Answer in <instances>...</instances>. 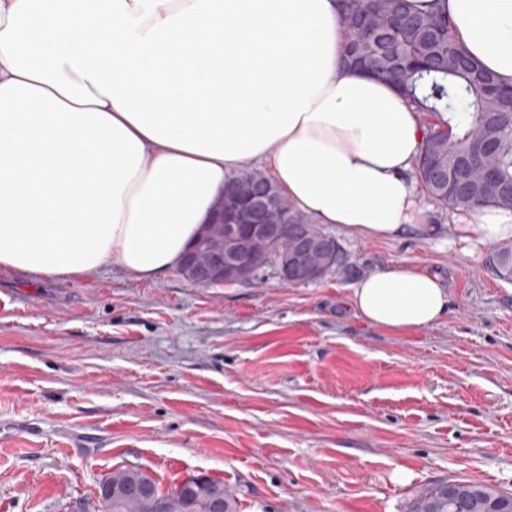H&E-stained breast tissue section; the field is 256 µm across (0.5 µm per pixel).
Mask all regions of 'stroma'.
Returning a JSON list of instances; mask_svg holds the SVG:
<instances>
[{
	"instance_id": "1",
	"label": "stroma",
	"mask_w": 512,
	"mask_h": 512,
	"mask_svg": "<svg viewBox=\"0 0 512 512\" xmlns=\"http://www.w3.org/2000/svg\"><path fill=\"white\" fill-rule=\"evenodd\" d=\"M418 201L398 238L326 231L345 267L300 285L0 271V512H95L134 465L161 489L224 482L238 512H407L426 486L512 492V282L469 214ZM436 276L450 311L387 330L354 312L367 275Z\"/></svg>"
}]
</instances>
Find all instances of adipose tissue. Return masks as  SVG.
Returning <instances> with one entry per match:
<instances>
[{
  "label": "adipose tissue",
  "instance_id": "adipose-tissue-1",
  "mask_svg": "<svg viewBox=\"0 0 512 512\" xmlns=\"http://www.w3.org/2000/svg\"><path fill=\"white\" fill-rule=\"evenodd\" d=\"M410 4L512 85V0ZM344 38L338 0H0V270L67 279L109 259L165 274L252 163L317 223L377 239L422 226L409 173L425 125L342 64ZM456 232L512 239V212L476 209ZM449 304L405 264L351 294L391 330Z\"/></svg>",
  "mask_w": 512,
  "mask_h": 512
}]
</instances>
